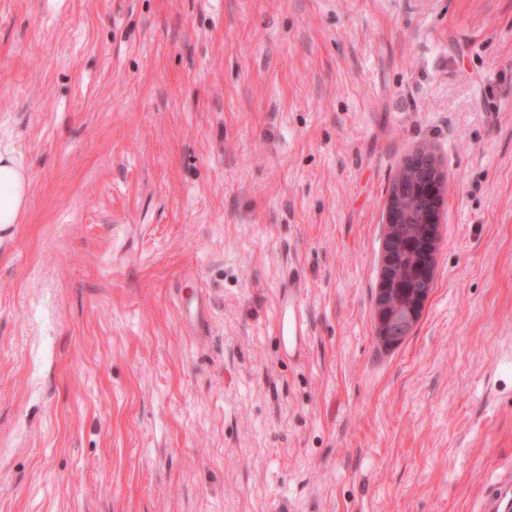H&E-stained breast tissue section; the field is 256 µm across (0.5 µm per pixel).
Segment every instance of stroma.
I'll list each match as a JSON object with an SVG mask.
<instances>
[{
    "instance_id": "1",
    "label": "stroma",
    "mask_w": 512,
    "mask_h": 512,
    "mask_svg": "<svg viewBox=\"0 0 512 512\" xmlns=\"http://www.w3.org/2000/svg\"><path fill=\"white\" fill-rule=\"evenodd\" d=\"M420 145L441 241L387 349ZM0 151V512H477L512 463V0H0ZM401 177L392 183L384 211L385 234L382 243L378 287L374 300V313L377 325V339L383 346L395 347L401 344L416 326L422 309L429 297L423 288H415L412 303L400 305L395 292L410 280L415 284L428 276L434 277L435 266L430 270L418 264L406 276L397 273L394 254L402 246V237L393 224H400L398 208L406 212L415 197V217L418 224H426L430 231L425 246L436 253L440 243V223L442 207L447 196V178L434 152L425 146L414 149L400 168ZM412 187V196L403 194L406 185ZM431 244V245H430ZM29 180L18 160L8 152L0 153V224H17L28 202ZM207 309V298L202 291L196 292L191 301L181 308L183 322L192 334L200 336V331L205 326ZM277 323L279 336L288 353L296 350L308 335L306 308L292 290H288V296L281 300Z\"/></svg>"
}]
</instances>
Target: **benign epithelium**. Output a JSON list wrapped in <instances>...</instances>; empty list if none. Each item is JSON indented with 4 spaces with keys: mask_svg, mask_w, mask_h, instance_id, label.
Wrapping results in <instances>:
<instances>
[{
    "mask_svg": "<svg viewBox=\"0 0 512 512\" xmlns=\"http://www.w3.org/2000/svg\"><path fill=\"white\" fill-rule=\"evenodd\" d=\"M401 177L392 183L384 211L385 234L382 243L378 287L374 300L377 339L384 346L401 344L416 326L428 299L421 288L415 289L412 303L401 305L395 292L410 280L419 283L434 275V270L419 265L402 275L397 272L394 254L402 246V237L395 228L399 211H407L411 201L417 222L430 228L426 234V248H436L440 243L442 207L447 196V178L434 152L425 146L414 149L400 168Z\"/></svg>",
    "mask_w": 512,
    "mask_h": 512,
    "instance_id": "benign-epithelium-1",
    "label": "benign epithelium"
}]
</instances>
